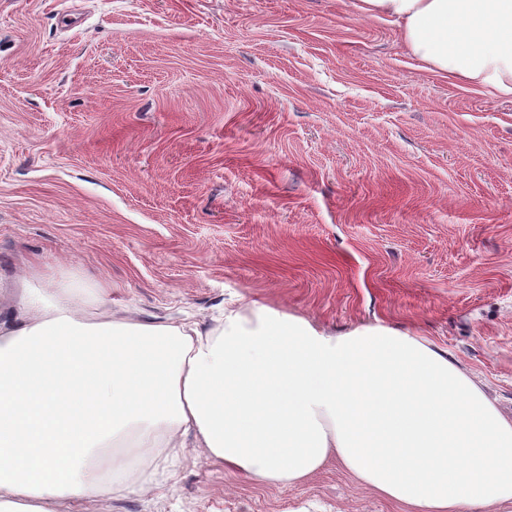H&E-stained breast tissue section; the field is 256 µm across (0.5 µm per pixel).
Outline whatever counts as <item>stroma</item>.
Here are the masks:
<instances>
[{"label":"stroma","instance_id":"35a3bbf8","mask_svg":"<svg viewBox=\"0 0 512 512\" xmlns=\"http://www.w3.org/2000/svg\"><path fill=\"white\" fill-rule=\"evenodd\" d=\"M34 267L147 322L391 326L512 415V98L350 0H0L1 305ZM110 512L401 509L332 462L276 488L188 448Z\"/></svg>","mask_w":512,"mask_h":512}]
</instances>
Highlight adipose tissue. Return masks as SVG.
I'll use <instances>...</instances> for the list:
<instances>
[{"label":"adipose tissue","instance_id":"1","mask_svg":"<svg viewBox=\"0 0 512 512\" xmlns=\"http://www.w3.org/2000/svg\"><path fill=\"white\" fill-rule=\"evenodd\" d=\"M352 6L442 76L512 97V0ZM19 286L0 307V512L148 492L190 442L273 486L333 460L404 512L512 502V418L428 340L253 303L206 329L150 323L34 270Z\"/></svg>","mask_w":512,"mask_h":512}]
</instances>
